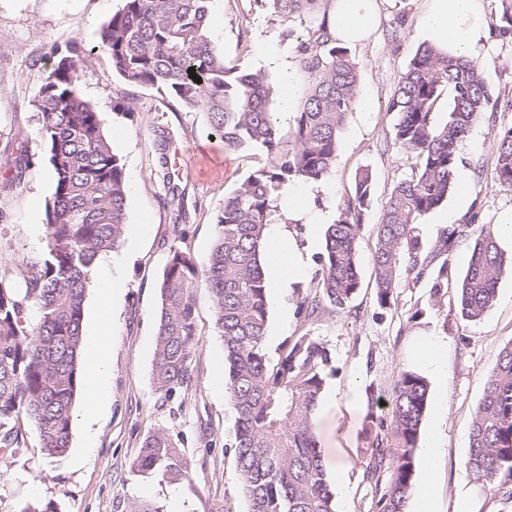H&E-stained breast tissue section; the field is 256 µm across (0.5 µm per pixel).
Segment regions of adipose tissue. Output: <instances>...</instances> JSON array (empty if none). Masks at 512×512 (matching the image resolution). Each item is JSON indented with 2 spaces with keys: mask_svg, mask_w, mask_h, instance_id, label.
Wrapping results in <instances>:
<instances>
[{
  "mask_svg": "<svg viewBox=\"0 0 512 512\" xmlns=\"http://www.w3.org/2000/svg\"><path fill=\"white\" fill-rule=\"evenodd\" d=\"M377 17L376 0H334L330 23L337 43L363 42L373 32ZM420 30L442 54L480 58L489 40L486 0H425ZM106 327V316H99L87 346L90 389L84 417L88 420L96 416L103 394L107 368L101 349Z\"/></svg>",
  "mask_w": 512,
  "mask_h": 512,
  "instance_id": "obj_1",
  "label": "adipose tissue"
}]
</instances>
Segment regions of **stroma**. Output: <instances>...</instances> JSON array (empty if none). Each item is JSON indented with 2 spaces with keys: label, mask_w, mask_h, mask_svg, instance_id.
<instances>
[{
  "label": "stroma",
  "mask_w": 512,
  "mask_h": 512,
  "mask_svg": "<svg viewBox=\"0 0 512 512\" xmlns=\"http://www.w3.org/2000/svg\"><path fill=\"white\" fill-rule=\"evenodd\" d=\"M124 0H0V275L9 276L46 251V205L53 186L45 179L41 130L33 106L49 69L51 47L90 40L93 32L122 9ZM424 0H378V24L350 55L360 72V89L373 99L371 115L351 111L339 134L335 168L320 189L301 194V217L288 211V196L299 182L284 186L276 201V223L292 238L303 263L287 295L269 296L268 330L275 342L266 353L278 359L293 337L304 333L327 342L336 374L315 415L327 467L343 463L348 495L336 498V512H368L372 489L361 460L371 417L367 388L389 396L397 376L417 370L418 347H447V376L427 374L429 397L422 432L436 430L439 459L433 475L416 466L414 485L432 482L439 512H454L458 491L473 492L477 512H512V502L476 490L465 467L473 413L483 378L503 346L512 340V275L499 284L496 303L475 323L458 322L450 304L431 305L430 275L406 271L390 304L379 305L373 286L375 226L387 198L417 164L414 154L393 140L397 113L388 109L401 73L423 42L419 19ZM215 41L226 59L249 70L264 69V56L278 55L294 70L297 95L306 84L296 70V45L317 18L285 19L263 0H210ZM491 104L457 152V171L467 177L462 191L421 216L417 233L430 251L453 224L475 220L493 226L512 220V190L497 182L494 143L512 127V37L493 34L484 56ZM83 98L105 118L106 133L124 168L137 172L139 185L127 198L128 225L112 262L92 279L84 322L92 324L102 280L119 286L110 313L102 356L108 366L104 405L91 424L82 421L84 396L73 407L70 445L59 461L42 452L37 428L21 424L26 449L0 456V512H22L30 503L54 500L60 512H128L134 502L163 512H247L231 443L235 413L216 378L225 373L224 344L214 329V308L199 289L195 320L200 341L190 380L172 396L152 384L160 283L171 247L205 261L216 237L215 215L225 194L252 172L266 167L258 148L225 151L208 138L202 110L166 93L125 83L104 52L81 70ZM369 168L373 193L358 243L362 287L344 310L305 320L297 294L315 284L318 251L307 248L312 222L337 221L353 191L358 169ZM146 232H138V225ZM162 430L180 448L191 470L188 481L168 484L140 476L130 464L146 436Z\"/></svg>",
  "instance_id": "stroma-1"
}]
</instances>
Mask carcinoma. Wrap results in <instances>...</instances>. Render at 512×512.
<instances>
[{"instance_id":"carcinoma-1","label":"carcinoma","mask_w":512,"mask_h":512,"mask_svg":"<svg viewBox=\"0 0 512 512\" xmlns=\"http://www.w3.org/2000/svg\"><path fill=\"white\" fill-rule=\"evenodd\" d=\"M124 2L94 33L93 48L76 41L64 51L52 47L54 64L34 96L54 193L46 207V255L25 262L10 278L0 277V450L11 457L24 451V420L37 426L47 457L59 458L69 447L89 271L126 231L124 166L105 134L102 114L82 98L78 86L79 70L98 48L124 82L163 90L205 112L207 136L221 140L224 149L259 147L269 156L268 166L224 196L215 216L216 242L205 262L170 249L160 284L155 391L169 398L190 377L199 342L197 290L203 284L224 342L225 389L236 413L231 448L247 512H335L313 426L334 373L332 356L325 342L305 333L286 344L277 362L269 360L264 260L274 196L292 178L317 187L333 171L340 131L359 95L356 63L348 48L336 44L327 20L307 30L296 55L306 91L293 113V147L284 154L272 112L276 84L268 74L224 58L215 45L209 0ZM263 2L288 19L314 16L326 0ZM495 21L503 36L512 35V0H499ZM192 68L201 82L189 75ZM445 89L451 94L448 119L438 123L434 109ZM489 103L484 66L442 56L428 44L416 50L401 74L390 102L398 114L393 139L417 155L419 166L393 187L375 228L372 264L380 305L393 298L404 258L421 275L462 241H470V256L456 288L459 320H480L495 305L503 276L512 274V257L487 229L452 225L423 259L415 234L418 218L457 189L458 147ZM493 160L499 185L512 190V128L498 136ZM372 189V173L358 170L341 219L325 230L316 286L299 298L298 312L305 317L344 309L361 288L358 240ZM427 398L428 383L420 374L403 371L394 381L388 418L380 420L361 461L364 480L374 488L369 512H406ZM465 465L487 495L496 497L505 485L512 486V340L484 377ZM131 469L169 483L190 477L179 448L162 430L145 438Z\"/></svg>"}]
</instances>
